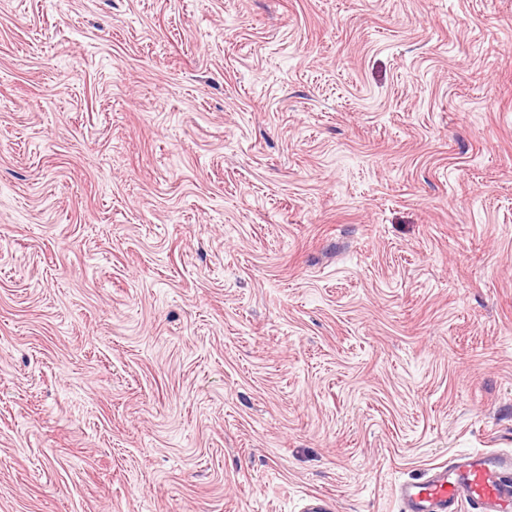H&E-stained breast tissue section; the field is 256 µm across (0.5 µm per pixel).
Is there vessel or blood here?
Returning a JSON list of instances; mask_svg holds the SVG:
<instances>
[{"instance_id":"1","label":"vessel or blood","mask_w":512,"mask_h":512,"mask_svg":"<svg viewBox=\"0 0 512 512\" xmlns=\"http://www.w3.org/2000/svg\"><path fill=\"white\" fill-rule=\"evenodd\" d=\"M405 512H502L512 501V456L477 453L431 468L426 478L401 486Z\"/></svg>"}]
</instances>
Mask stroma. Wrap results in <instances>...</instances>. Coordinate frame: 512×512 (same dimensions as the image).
<instances>
[{
  "label": "stroma",
  "mask_w": 512,
  "mask_h": 512,
  "mask_svg": "<svg viewBox=\"0 0 512 512\" xmlns=\"http://www.w3.org/2000/svg\"><path fill=\"white\" fill-rule=\"evenodd\" d=\"M512 452V0H0V512H400Z\"/></svg>",
  "instance_id": "35a3bbf8"
}]
</instances>
